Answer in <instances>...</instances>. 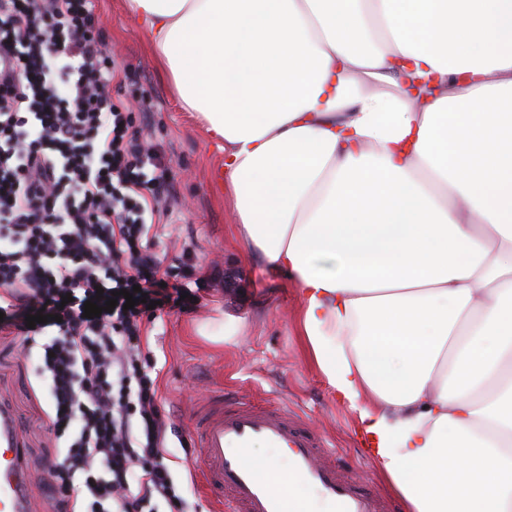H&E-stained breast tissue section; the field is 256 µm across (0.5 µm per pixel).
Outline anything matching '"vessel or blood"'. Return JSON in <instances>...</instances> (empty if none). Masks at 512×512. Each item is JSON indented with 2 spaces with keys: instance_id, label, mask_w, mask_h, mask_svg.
I'll return each mask as SVG.
<instances>
[{
  "instance_id": "vessel-or-blood-1",
  "label": "vessel or blood",
  "mask_w": 512,
  "mask_h": 512,
  "mask_svg": "<svg viewBox=\"0 0 512 512\" xmlns=\"http://www.w3.org/2000/svg\"><path fill=\"white\" fill-rule=\"evenodd\" d=\"M192 438L202 485L225 512H292L295 498L280 489L278 474L260 476L247 457L259 444L287 449L290 478L313 490L328 512H391L386 501L325 462L323 439L287 407L221 393L196 406ZM34 481L16 424L1 410L0 512H32Z\"/></svg>"
}]
</instances>
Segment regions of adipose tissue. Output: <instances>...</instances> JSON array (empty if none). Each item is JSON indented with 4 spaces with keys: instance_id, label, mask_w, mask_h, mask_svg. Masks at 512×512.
<instances>
[{
    "instance_id": "obj_1",
    "label": "adipose tissue",
    "mask_w": 512,
    "mask_h": 512,
    "mask_svg": "<svg viewBox=\"0 0 512 512\" xmlns=\"http://www.w3.org/2000/svg\"><path fill=\"white\" fill-rule=\"evenodd\" d=\"M128 6L380 477L512 512V0Z\"/></svg>"
}]
</instances>
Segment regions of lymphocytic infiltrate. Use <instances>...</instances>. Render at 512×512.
Returning <instances> with one entry per match:
<instances>
[{"label":"lymphocytic infiltrate","instance_id":"lymphocytic-infiltrate-1","mask_svg":"<svg viewBox=\"0 0 512 512\" xmlns=\"http://www.w3.org/2000/svg\"><path fill=\"white\" fill-rule=\"evenodd\" d=\"M115 72L93 0H0V327L42 347L56 448L43 488L60 512H186L141 325L195 301L160 271L166 170L113 103ZM136 286L145 302L105 311ZM37 314L47 323L28 327Z\"/></svg>","mask_w":512,"mask_h":512}]
</instances>
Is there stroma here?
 I'll return each mask as SVG.
<instances>
[{"label":"stroma","instance_id":"35a3bbf8","mask_svg":"<svg viewBox=\"0 0 512 512\" xmlns=\"http://www.w3.org/2000/svg\"><path fill=\"white\" fill-rule=\"evenodd\" d=\"M94 5L102 37L120 68L112 100L136 112L144 139L168 170L173 221L158 227L161 268L172 272L190 262L191 278L199 285L193 310L143 323L141 333L143 351L153 363L150 376L172 425L168 458L187 498L196 512H214L190 468L191 422L195 403L221 387L243 401L287 405L334 449L342 472L402 512V499L379 477L363 444L356 413L336 397L303 346L296 286L244 259L224 193L212 181L222 152L196 114L180 106L125 0H94ZM227 316L239 319V336L214 343L199 335L201 325ZM35 361L21 336L0 329V404L15 418L26 464L37 478L33 512H56L40 483L54 438Z\"/></svg>","mask_w":512,"mask_h":512}]
</instances>
